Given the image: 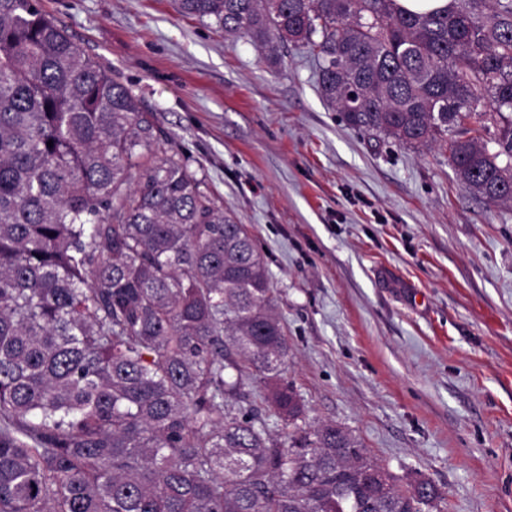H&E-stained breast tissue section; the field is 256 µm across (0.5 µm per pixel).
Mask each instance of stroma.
<instances>
[{
	"mask_svg": "<svg viewBox=\"0 0 512 512\" xmlns=\"http://www.w3.org/2000/svg\"><path fill=\"white\" fill-rule=\"evenodd\" d=\"M153 112L265 258L308 423L332 421L440 512H512V203L439 146L352 130L303 46L175 0H41Z\"/></svg>",
	"mask_w": 512,
	"mask_h": 512,
	"instance_id": "obj_1",
	"label": "stroma"
}]
</instances>
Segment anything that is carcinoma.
I'll return each mask as SVG.
<instances>
[{"label":"carcinoma","mask_w":512,"mask_h":512,"mask_svg":"<svg viewBox=\"0 0 512 512\" xmlns=\"http://www.w3.org/2000/svg\"><path fill=\"white\" fill-rule=\"evenodd\" d=\"M178 10L305 43L346 126L512 201V0ZM171 142L39 0H0V512H434L430 480L301 423L268 264Z\"/></svg>","instance_id":"cac0c4a2"}]
</instances>
